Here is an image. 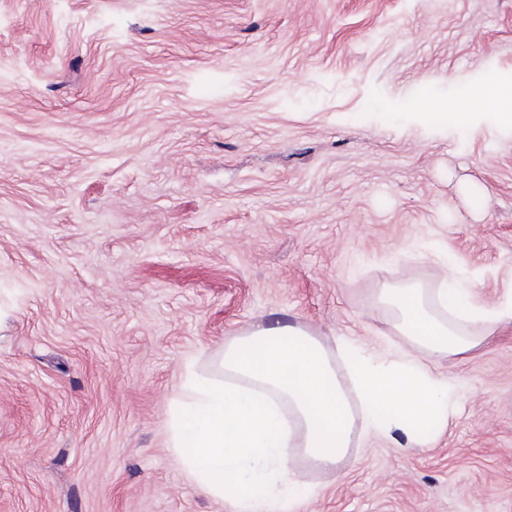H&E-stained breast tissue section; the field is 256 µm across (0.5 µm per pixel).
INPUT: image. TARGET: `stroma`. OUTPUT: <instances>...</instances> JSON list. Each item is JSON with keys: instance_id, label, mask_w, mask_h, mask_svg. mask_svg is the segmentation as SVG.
Listing matches in <instances>:
<instances>
[{"instance_id": "stroma-1", "label": "stroma", "mask_w": 512, "mask_h": 512, "mask_svg": "<svg viewBox=\"0 0 512 512\" xmlns=\"http://www.w3.org/2000/svg\"><path fill=\"white\" fill-rule=\"evenodd\" d=\"M512 0H0V512H232L168 446L187 362L291 324L421 349L380 289L512 278ZM298 512H512V331L435 357ZM469 97H490L509 112H499L503 121L512 124V86H493L469 95Z\"/></svg>"}]
</instances>
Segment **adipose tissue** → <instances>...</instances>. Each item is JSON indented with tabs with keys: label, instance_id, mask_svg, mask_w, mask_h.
<instances>
[{
	"label": "adipose tissue",
	"instance_id": "ef3b65f1",
	"mask_svg": "<svg viewBox=\"0 0 512 512\" xmlns=\"http://www.w3.org/2000/svg\"><path fill=\"white\" fill-rule=\"evenodd\" d=\"M394 328L431 355L477 349L512 325V281L488 307L448 284L426 301L419 288H390L381 299ZM344 360L350 378L336 367ZM223 378L188 367L173 401L170 446L193 484L232 503L233 512H294L314 489L298 484L289 463L303 456L335 470L353 428L402 431L422 446L452 412L453 386L405 353L378 356L339 341L329 348L308 332L282 325L226 342ZM360 412H353L348 391Z\"/></svg>",
	"mask_w": 512,
	"mask_h": 512
}]
</instances>
